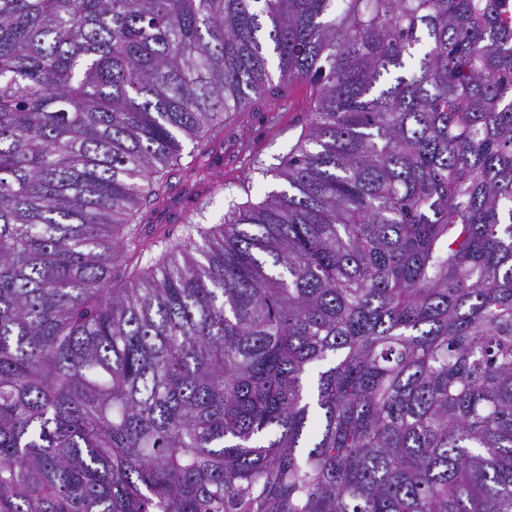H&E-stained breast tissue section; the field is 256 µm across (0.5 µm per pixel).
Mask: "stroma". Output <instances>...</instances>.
Masks as SVG:
<instances>
[{"label":"stroma","instance_id":"stroma-1","mask_svg":"<svg viewBox=\"0 0 512 512\" xmlns=\"http://www.w3.org/2000/svg\"><path fill=\"white\" fill-rule=\"evenodd\" d=\"M291 108L280 113L276 124H268L264 107L252 106L237 122L224 127V137L209 148V160L214 174L222 178V188L209 182L176 186L164 203L147 207L150 224L169 234L171 239L184 237L190 224H219L224 220L229 196L238 201H261L268 192L279 189L280 180L274 176H254L249 190H241L238 179L245 162L239 152L241 140L253 143L252 153L260 160L283 155L296 142L307 122L310 88L302 82L285 86Z\"/></svg>","mask_w":512,"mask_h":512}]
</instances>
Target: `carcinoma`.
<instances>
[{"label":"carcinoma","mask_w":512,"mask_h":512,"mask_svg":"<svg viewBox=\"0 0 512 512\" xmlns=\"http://www.w3.org/2000/svg\"><path fill=\"white\" fill-rule=\"evenodd\" d=\"M0 512H512V0H0ZM291 108L289 112H265L262 106H252L237 122L224 125V139L210 145L209 160L215 175H221L224 188H213L208 181L184 187L177 185L164 203L144 208L150 225L161 228L173 240L186 235L188 226L221 224L227 208L229 195L239 202L251 199L261 201L268 192L280 189L281 181L272 175L262 177L255 174L247 194L237 185L241 171L247 161L239 153L241 139L253 142L252 155L258 160L268 161L273 155H283L296 142L307 122L310 88L303 82L285 86ZM277 113V124L268 125L267 115ZM203 208V217L197 209Z\"/></svg>","instance_id":"carcinoma-1"}]
</instances>
